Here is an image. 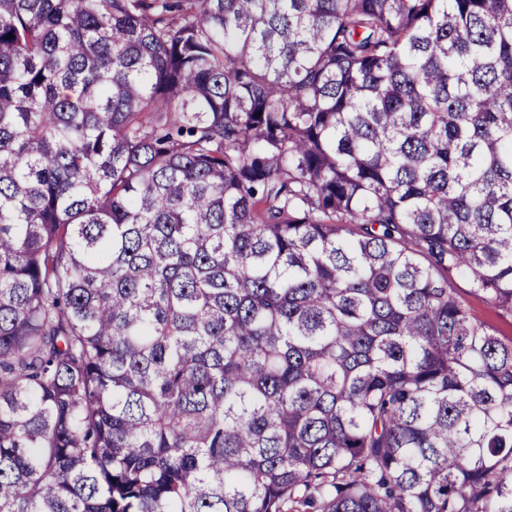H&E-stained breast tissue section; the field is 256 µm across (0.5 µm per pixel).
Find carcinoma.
Masks as SVG:
<instances>
[{"label":"carcinoma","mask_w":512,"mask_h":512,"mask_svg":"<svg viewBox=\"0 0 512 512\" xmlns=\"http://www.w3.org/2000/svg\"><path fill=\"white\" fill-rule=\"evenodd\" d=\"M451 271L512 316V0H0V512H512Z\"/></svg>","instance_id":"cac0c4a2"}]
</instances>
